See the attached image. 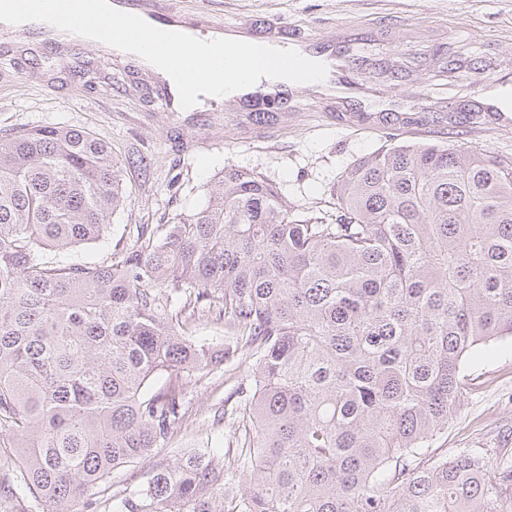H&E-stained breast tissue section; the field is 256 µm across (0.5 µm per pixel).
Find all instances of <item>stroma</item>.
I'll use <instances>...</instances> for the list:
<instances>
[{
  "label": "stroma",
  "instance_id": "stroma-1",
  "mask_svg": "<svg viewBox=\"0 0 512 512\" xmlns=\"http://www.w3.org/2000/svg\"><path fill=\"white\" fill-rule=\"evenodd\" d=\"M185 17L223 24L225 31L266 38L269 27L288 43L307 38L319 51L339 42L367 47L388 62L409 61L408 72L378 80L355 74L357 88L322 96L299 89L263 122L248 119L239 102L204 101L197 112L160 106L159 83L126 54L106 55L91 41L67 48L49 68L34 64L37 41L16 37L0 51V136L64 125L92 131L125 160L124 205L100 240L38 262L111 264L122 260L142 226L174 223L201 210L225 169L266 178L298 218L336 221L335 187L357 159L394 144L451 143L512 157V128L500 130L465 87L462 70L439 68L464 53L482 62L494 89L512 91V0H157ZM426 96L430 110L415 106ZM476 376L457 417L432 448L435 456L478 451L489 465L512 460V340L487 357H472ZM250 375L237 360L183 380L186 414L162 458L117 467L111 491L146 484L158 461L173 462L197 448L235 449Z\"/></svg>",
  "mask_w": 512,
  "mask_h": 512
}]
</instances>
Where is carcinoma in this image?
Returning <instances> with one entry per match:
<instances>
[{
  "mask_svg": "<svg viewBox=\"0 0 512 512\" xmlns=\"http://www.w3.org/2000/svg\"><path fill=\"white\" fill-rule=\"evenodd\" d=\"M124 166L84 130L0 138V497L93 507L185 416L178 381L152 382L231 356L252 381L233 462L206 448L159 463L112 512H507L512 465L429 448L466 359L512 339V158L375 151L338 180L334 224L231 168L120 263H39L108 231ZM188 307L217 313L234 346L190 339Z\"/></svg>",
  "mask_w": 512,
  "mask_h": 512,
  "instance_id": "carcinoma-1",
  "label": "carcinoma"
}]
</instances>
